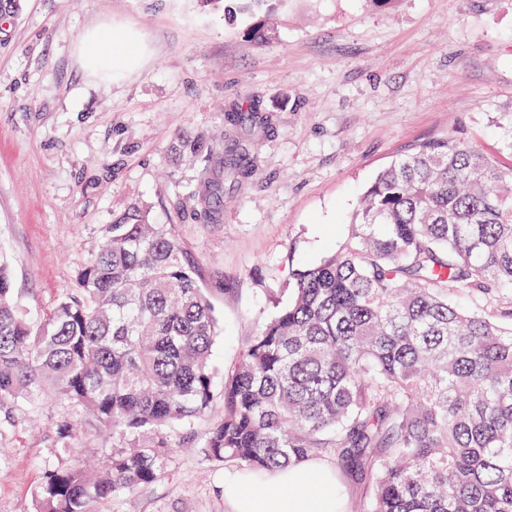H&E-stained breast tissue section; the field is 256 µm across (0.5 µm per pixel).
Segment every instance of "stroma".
<instances>
[{
	"label": "stroma",
	"mask_w": 512,
	"mask_h": 512,
	"mask_svg": "<svg viewBox=\"0 0 512 512\" xmlns=\"http://www.w3.org/2000/svg\"><path fill=\"white\" fill-rule=\"evenodd\" d=\"M0 9V256L22 307L51 308L104 225L131 206L167 225L218 320L215 387L291 296L294 269L333 252L361 194L420 143L457 137L512 166V0H283L259 42L201 0H21ZM138 41L139 63L85 72V30ZM221 188L199 197L204 175ZM65 403L0 426V512L63 451ZM224 466L199 444L112 512H228Z\"/></svg>",
	"instance_id": "1"
}]
</instances>
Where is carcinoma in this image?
<instances>
[{"instance_id": "obj_1", "label": "carcinoma", "mask_w": 512, "mask_h": 512, "mask_svg": "<svg viewBox=\"0 0 512 512\" xmlns=\"http://www.w3.org/2000/svg\"><path fill=\"white\" fill-rule=\"evenodd\" d=\"M201 2L273 35L270 0ZM290 285L224 374L206 459L257 474L331 459L365 485L360 512H512V301L500 299L512 291V167L456 138L419 144L377 175L337 250ZM216 336L195 263L138 207L103 227L36 316L0 256V420L27 400L64 402L112 433L98 467L43 472L34 512H110L155 482L214 399ZM55 433L82 451L73 419Z\"/></svg>"}]
</instances>
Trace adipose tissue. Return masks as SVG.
Returning <instances> with one entry per match:
<instances>
[{
    "label": "adipose tissue",
    "instance_id": "adipose-tissue-1",
    "mask_svg": "<svg viewBox=\"0 0 512 512\" xmlns=\"http://www.w3.org/2000/svg\"><path fill=\"white\" fill-rule=\"evenodd\" d=\"M79 52L88 71L109 74L124 69L136 48L123 33L96 26ZM224 500L230 512H343L345 503L335 472L318 460L266 473L258 483L239 472L225 473Z\"/></svg>",
    "mask_w": 512,
    "mask_h": 512
}]
</instances>
